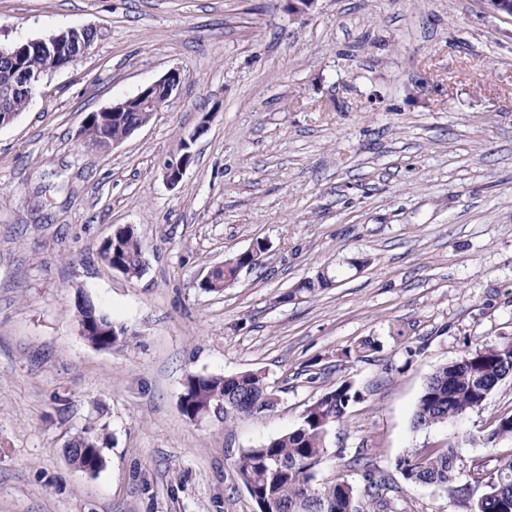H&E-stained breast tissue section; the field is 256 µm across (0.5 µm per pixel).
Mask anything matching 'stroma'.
<instances>
[{
    "label": "stroma",
    "mask_w": 512,
    "mask_h": 512,
    "mask_svg": "<svg viewBox=\"0 0 512 512\" xmlns=\"http://www.w3.org/2000/svg\"><path fill=\"white\" fill-rule=\"evenodd\" d=\"M73 27L93 29L89 53L0 126V512H257L240 454L344 379L362 398L321 480L363 490L361 458L388 483L365 512H461L396 462L512 413L509 378L413 426L438 366L512 336V18L481 0H0L1 47ZM172 69L178 95L148 124L106 151L81 141L89 113ZM123 225L137 279L100 256ZM259 242L232 286L200 288ZM325 269L332 286L288 299ZM84 298L126 343L82 336ZM367 337L379 351L345 358ZM250 369L278 395L264 417L183 415L186 375ZM86 427L105 438L92 475L65 454ZM192 139L184 140L182 145L183 152L176 158L167 162L165 165L164 176L170 186H175L182 179L186 169L193 161L194 154L191 151Z\"/></svg>",
    "instance_id": "obj_1"
}]
</instances>
